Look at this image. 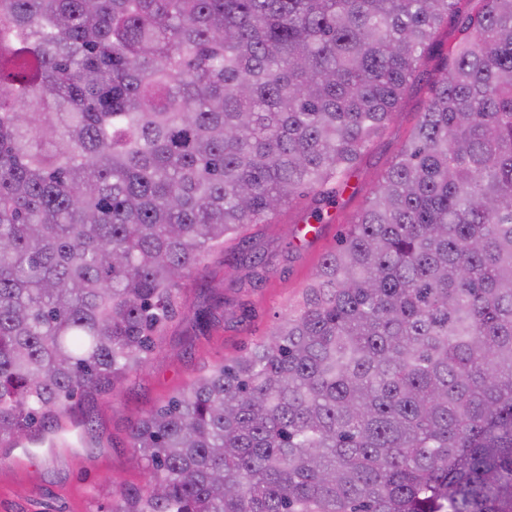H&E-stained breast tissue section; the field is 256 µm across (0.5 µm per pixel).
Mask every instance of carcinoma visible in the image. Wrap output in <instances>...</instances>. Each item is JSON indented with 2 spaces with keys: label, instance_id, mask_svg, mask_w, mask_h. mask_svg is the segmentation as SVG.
<instances>
[{
  "label": "carcinoma",
  "instance_id": "carcinoma-1",
  "mask_svg": "<svg viewBox=\"0 0 512 512\" xmlns=\"http://www.w3.org/2000/svg\"><path fill=\"white\" fill-rule=\"evenodd\" d=\"M424 112L110 512H512V0H0V442L149 361L207 257Z\"/></svg>",
  "mask_w": 512,
  "mask_h": 512
}]
</instances>
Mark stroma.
<instances>
[{
  "mask_svg": "<svg viewBox=\"0 0 512 512\" xmlns=\"http://www.w3.org/2000/svg\"><path fill=\"white\" fill-rule=\"evenodd\" d=\"M449 28L403 98L398 112L350 172L346 190L332 201L308 193L271 223L248 225L240 244L212 253L202 274L178 295L175 318L164 329L148 366L116 390L85 396L55 412L21 442L0 443V512H109L112 484L140 488L145 474L128 446L132 423L164 404L203 371L245 353L302 297L322 257L332 251L352 217L398 154L423 111L427 79L441 63ZM324 220L313 237H296L314 212ZM265 264L254 283L250 267ZM223 303L218 322L198 315Z\"/></svg>",
  "mask_w": 512,
  "mask_h": 512,
  "instance_id": "35a3bbf8",
  "label": "stroma"
}]
</instances>
